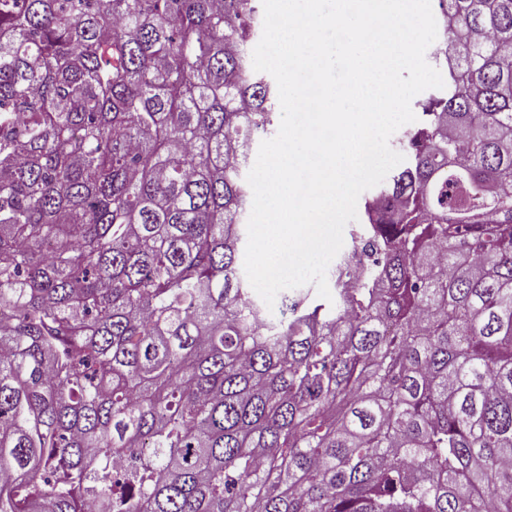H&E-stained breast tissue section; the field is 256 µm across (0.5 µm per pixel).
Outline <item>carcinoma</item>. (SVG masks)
Instances as JSON below:
<instances>
[{
    "mask_svg": "<svg viewBox=\"0 0 512 512\" xmlns=\"http://www.w3.org/2000/svg\"><path fill=\"white\" fill-rule=\"evenodd\" d=\"M439 9L333 302L261 330L256 0H0V512H512V0Z\"/></svg>",
    "mask_w": 512,
    "mask_h": 512,
    "instance_id": "cac0c4a2",
    "label": "carcinoma"
}]
</instances>
